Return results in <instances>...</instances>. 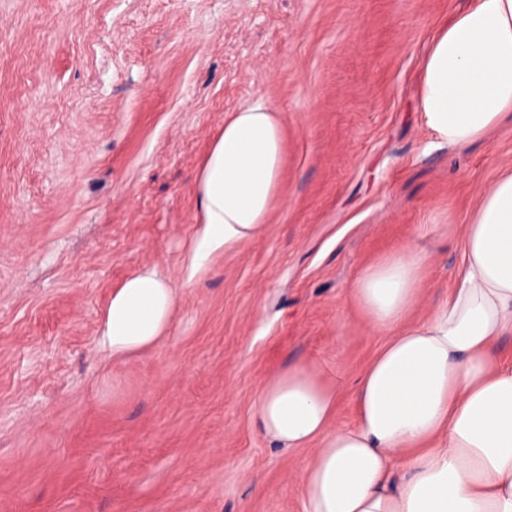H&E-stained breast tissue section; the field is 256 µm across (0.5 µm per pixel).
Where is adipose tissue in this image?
<instances>
[{
	"label": "adipose tissue",
	"mask_w": 512,
	"mask_h": 512,
	"mask_svg": "<svg viewBox=\"0 0 512 512\" xmlns=\"http://www.w3.org/2000/svg\"><path fill=\"white\" fill-rule=\"evenodd\" d=\"M419 107L427 129L454 145L512 112V0H470L440 29ZM283 162L270 106L225 117L199 174L191 268L264 234ZM461 241L463 274L422 320L409 318L430 260L419 245L355 278L351 297L386 340L357 381L352 423L336 424L339 391L317 364L262 383L258 428L307 452L302 512H512V361L496 357L512 334V174L481 195ZM177 295L156 271L130 275L104 313L103 346L116 357L154 346Z\"/></svg>",
	"instance_id": "1"
}]
</instances>
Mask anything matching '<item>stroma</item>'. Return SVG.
<instances>
[{
  "mask_svg": "<svg viewBox=\"0 0 512 512\" xmlns=\"http://www.w3.org/2000/svg\"><path fill=\"white\" fill-rule=\"evenodd\" d=\"M468 3L0 0V512H300L305 453L256 429L262 381L319 363L351 423L384 340L355 277L419 241L425 318L512 171V116L449 145L419 110ZM258 101L286 130L271 220L189 275L200 165ZM144 268L177 286L172 323L112 358L104 312Z\"/></svg>",
  "mask_w": 512,
  "mask_h": 512,
  "instance_id": "obj_1",
  "label": "stroma"
}]
</instances>
